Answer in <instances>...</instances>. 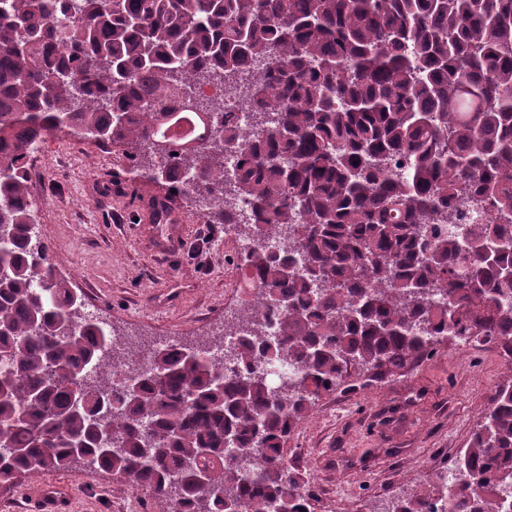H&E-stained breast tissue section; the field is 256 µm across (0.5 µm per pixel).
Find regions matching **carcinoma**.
Masks as SVG:
<instances>
[{"label": "carcinoma", "mask_w": 512, "mask_h": 512, "mask_svg": "<svg viewBox=\"0 0 512 512\" xmlns=\"http://www.w3.org/2000/svg\"><path fill=\"white\" fill-rule=\"evenodd\" d=\"M245 104L200 145L151 152L190 84L251 71ZM67 75L77 102L45 84ZM117 147L132 172L224 224V148L259 242L235 369L163 349L131 391L96 364L109 331L81 313L28 192L41 136ZM0 488L94 463L188 512H315L287 452L299 422L357 370L391 374L480 336L512 371V0H0ZM122 438L112 452L107 433ZM442 512H512V381L456 461ZM438 489L390 512H436Z\"/></svg>", "instance_id": "obj_1"}]
</instances>
